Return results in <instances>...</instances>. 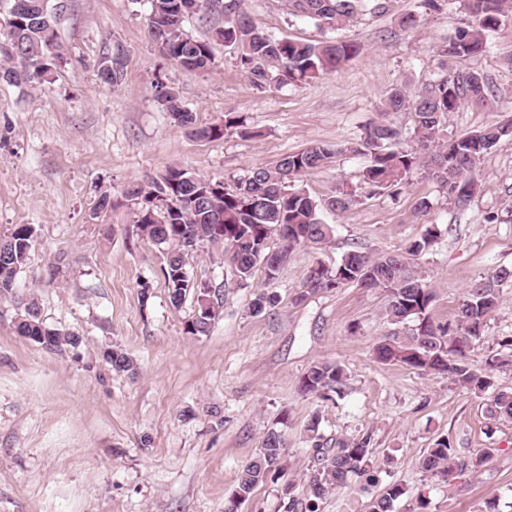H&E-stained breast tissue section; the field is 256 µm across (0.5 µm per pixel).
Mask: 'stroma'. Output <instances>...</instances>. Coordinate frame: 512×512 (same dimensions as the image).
Masks as SVG:
<instances>
[{
    "mask_svg": "<svg viewBox=\"0 0 512 512\" xmlns=\"http://www.w3.org/2000/svg\"><path fill=\"white\" fill-rule=\"evenodd\" d=\"M419 0H388L337 30L290 14L286 0H240L269 34L303 42L342 40L356 56L335 72L295 84L269 77L258 87L237 54L212 33L218 11L190 17L186 29L209 40L214 63L188 70L168 59L148 34L149 0H65L56 19L62 56L49 80L0 83V235L29 224L35 238L13 293L0 297V512H224L238 471L268 430L285 437L289 478H305L314 444L369 437L381 472L329 494L318 512H365L384 486L401 485L394 512H512V421H490L488 394L376 358L378 342L403 338L410 324L386 316L387 293L353 284L301 295L312 268H335L349 251L403 250L427 227L439 236L418 259L434 300V323L453 322L468 287L512 266V135L486 154L467 208H457L427 174L412 175L399 195L360 191L357 202L321 218L334 228L324 248L295 246L274 280L256 268L239 280L224 247L208 244L186 259L195 282L219 290L222 307L209 332L185 323L194 296L172 307L163 248L136 224L129 186L159 178L167 167L223 181L312 145L337 148L326 168L296 179L317 202L338 186L358 189L366 158L347 152L376 120L388 93L414 92L438 76L437 48L475 18L461 0L401 25ZM126 50L122 83L100 82L95 62L105 48ZM449 75L481 74L492 93L449 113L444 138L512 121V20L487 38L479 56L450 59ZM175 87L195 127L174 123L157 92ZM244 128L221 138L198 136L224 115ZM111 209L92 218L100 192ZM427 210H419V202ZM276 302L252 315L256 295ZM41 320L78 332L79 348L48 351L15 331L29 303ZM512 336V285L485 331L466 351L484 369ZM118 348L135 374L112 372L102 353ZM316 362L340 365V391L302 392ZM321 419L318 439L306 425ZM469 456L493 454L476 473L448 486L430 480L419 458L437 438ZM427 508H420V499Z\"/></svg>",
    "mask_w": 512,
    "mask_h": 512,
    "instance_id": "obj_1",
    "label": "stroma"
}]
</instances>
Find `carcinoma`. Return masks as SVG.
<instances>
[{
	"instance_id": "cac0c4a2",
	"label": "carcinoma",
	"mask_w": 512,
	"mask_h": 512,
	"mask_svg": "<svg viewBox=\"0 0 512 512\" xmlns=\"http://www.w3.org/2000/svg\"><path fill=\"white\" fill-rule=\"evenodd\" d=\"M27 8L11 12L14 0H0L6 8L7 30L0 33V42L14 37L21 53L0 48V80L14 86L42 83L51 74L56 60L62 56L55 29L58 12L64 4L49 0H25ZM367 0H288L290 14L310 19L325 28L337 29ZM149 33L163 53L177 65L205 71L213 63L211 44L193 37L185 29L188 18L216 5V0H150ZM467 10L477 25L460 28L438 49L440 62L448 60V48L455 55H473L485 51L487 34L512 16V0H465ZM226 21L217 37L233 46L240 67L257 86H262L269 73L275 71L284 82L317 78L335 71L343 62L358 53V47L338 41L317 44L289 38H276L262 29L252 17L240 11L237 0L221 4ZM112 56V80L101 82L114 87L124 78L126 52L119 43L107 49ZM491 92L485 79L475 82L474 74L446 76L426 84L411 94L403 87L392 89L385 100L381 118L373 121L359 142L348 147L355 153H367L362 171L363 188L370 191L392 190L397 194L418 170L428 172L447 192L459 208L468 205L477 189L473 174L481 159L498 141L508 135L509 124L488 126L440 142L444 116L456 111L462 102L484 99ZM167 112L184 125H193L196 117L185 109L178 92L170 87L161 90ZM410 110L414 112V135L417 147L397 145L400 133L383 116ZM243 125V116L224 113V125H210L197 130L202 137L221 138L224 133ZM334 152L325 146L313 145L298 153L285 155L274 166H256L247 177L228 189L221 181L195 177L188 171L169 167L161 177L145 186H137L129 196L137 201V224L152 241L167 246L163 274L167 281L169 302L181 306L187 292L196 298L214 296L212 289L195 287L185 272V258L205 244L222 243L229 262L240 280L253 276L262 265L267 280L276 278L296 244L323 245L333 234V227L322 222L319 204L303 189L291 188L294 179L327 166ZM353 190L336 189V195L324 205L342 212L357 202ZM283 240L280 250L270 246L272 233ZM35 229L29 224H16L0 238V296L10 294L17 275L26 265L32 248ZM438 237L429 228L410 243L405 252L371 256L359 250L348 252L341 263L328 270L318 267L315 276L307 278L297 299L318 290L337 289L346 284L362 288H381L388 292L386 315L394 324L415 320L417 324L404 339L381 342L376 357L383 362L397 361L425 372H446L455 384L484 392L493 386L492 376L472 368L465 359L466 348L481 338L491 314L501 302V286L512 281V268L501 267L475 281L466 292L453 324H435L427 311L433 293L427 288L421 269L409 261L428 249ZM37 304L32 302L16 321L18 335L53 351L66 345L77 348L82 337L62 332L39 320ZM218 309L198 308L186 322V332L204 335L216 319ZM103 360L116 373L136 370L131 357L119 349L107 348ZM344 381L343 369L328 362L315 363L304 374V392L322 398L336 392ZM489 420H512V391H495L487 406ZM370 437L341 442L335 448L312 449L313 465L307 473L302 492L296 483L287 480L283 457V434L270 429L253 460L239 471L232 495L248 500L254 489L268 481L288 484L281 491L284 512H318L319 501L331 492L347 486L354 476L377 482L379 467L369 448ZM492 455L484 448L467 459L457 457L448 439L439 438L420 458V466L432 479L453 485L464 476L476 472ZM404 495L398 484H390L372 499L369 512H393L394 502Z\"/></svg>"
}]
</instances>
